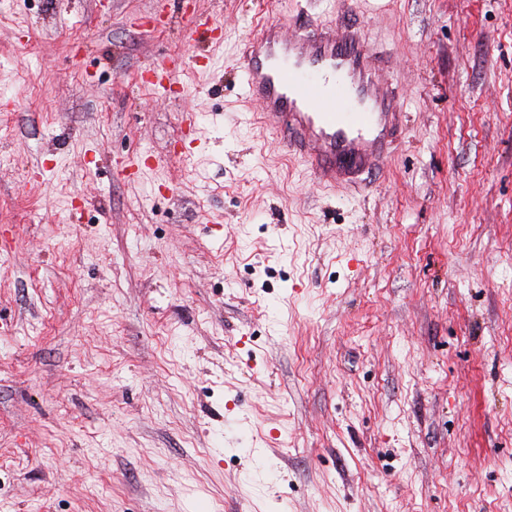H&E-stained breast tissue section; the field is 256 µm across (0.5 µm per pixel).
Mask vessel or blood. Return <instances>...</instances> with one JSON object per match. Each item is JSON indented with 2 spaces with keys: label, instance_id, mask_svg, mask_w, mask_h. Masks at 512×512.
I'll use <instances>...</instances> for the list:
<instances>
[{
  "label": "vessel or blood",
  "instance_id": "obj_1",
  "mask_svg": "<svg viewBox=\"0 0 512 512\" xmlns=\"http://www.w3.org/2000/svg\"><path fill=\"white\" fill-rule=\"evenodd\" d=\"M389 63L360 28L310 16L292 35L262 24L237 61L243 95L279 145L318 184L361 191L403 122L395 89L378 78Z\"/></svg>",
  "mask_w": 512,
  "mask_h": 512
}]
</instances>
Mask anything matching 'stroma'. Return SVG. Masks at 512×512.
I'll return each mask as SVG.
<instances>
[{
  "label": "stroma",
  "mask_w": 512,
  "mask_h": 512,
  "mask_svg": "<svg viewBox=\"0 0 512 512\" xmlns=\"http://www.w3.org/2000/svg\"><path fill=\"white\" fill-rule=\"evenodd\" d=\"M185 5L0 0V512H512V0H308L398 57L361 192L243 119L298 0Z\"/></svg>",
  "instance_id": "35a3bbf8"
}]
</instances>
